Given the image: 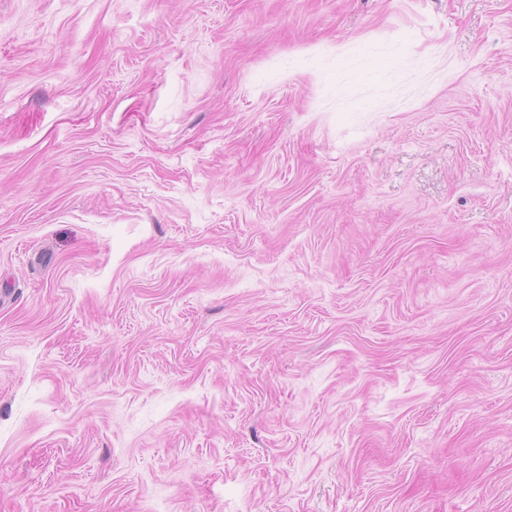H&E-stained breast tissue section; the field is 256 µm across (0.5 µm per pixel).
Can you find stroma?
<instances>
[{"instance_id":"stroma-1","label":"stroma","mask_w":512,"mask_h":512,"mask_svg":"<svg viewBox=\"0 0 512 512\" xmlns=\"http://www.w3.org/2000/svg\"><path fill=\"white\" fill-rule=\"evenodd\" d=\"M0 512H512V0H0Z\"/></svg>"}]
</instances>
